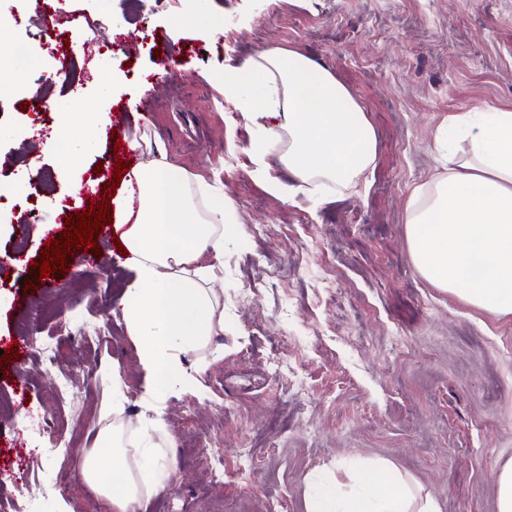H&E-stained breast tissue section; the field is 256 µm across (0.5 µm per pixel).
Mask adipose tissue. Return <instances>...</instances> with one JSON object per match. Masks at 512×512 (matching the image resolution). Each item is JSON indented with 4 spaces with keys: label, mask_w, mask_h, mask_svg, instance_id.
I'll list each match as a JSON object with an SVG mask.
<instances>
[{
    "label": "adipose tissue",
    "mask_w": 512,
    "mask_h": 512,
    "mask_svg": "<svg viewBox=\"0 0 512 512\" xmlns=\"http://www.w3.org/2000/svg\"><path fill=\"white\" fill-rule=\"evenodd\" d=\"M214 81L258 130L255 177L282 201L326 188H352L376 162V135L351 91L293 49L279 48L215 75ZM443 174L416 187L406 204L407 237L422 277L488 313L512 315V110L475 106L440 127ZM292 173L286 184L276 168ZM137 205L120 202L112 227L132 271L122 314L138 351L143 401L155 435L137 438L125 415L122 374L101 415L82 472L112 512H136L175 465L164 403L194 390L203 357L224 331V218L229 200L189 176L156 148L134 169ZM339 492L323 484L310 512H440L437 502L390 465L364 462Z\"/></svg>",
    "instance_id": "adipose-tissue-1"
}]
</instances>
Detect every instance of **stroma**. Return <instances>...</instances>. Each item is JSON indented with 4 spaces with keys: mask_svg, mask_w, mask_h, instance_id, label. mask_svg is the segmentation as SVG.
Here are the masks:
<instances>
[{
    "mask_svg": "<svg viewBox=\"0 0 512 512\" xmlns=\"http://www.w3.org/2000/svg\"><path fill=\"white\" fill-rule=\"evenodd\" d=\"M65 10L79 21L75 46L109 50L106 70L78 51L70 77L57 75L63 26L30 0H0V14L17 17L0 41L36 51L23 67L0 59V75L45 90L36 113L0 97V156L13 176L42 172L53 188L48 207L22 194L0 204V256L28 261L0 264V349L18 342L35 307L42 339L57 346L52 360L32 348L0 369V512H56L60 496L76 512H110L81 471L112 398L104 363L121 368L127 416L151 430L120 306L131 270L73 263L57 289L38 286L30 263L47 240L23 223L34 214L63 233L66 216L83 211L73 185L96 166L144 161L129 147L140 137L223 186L234 208L224 355L197 392L168 399L175 470L139 512H307L311 478L355 459L390 462L441 512H497L496 475L512 461V315L419 275L405 205L442 170L440 125L479 104L512 109V0H67ZM187 13L225 27L183 28ZM281 47L333 72L375 130L374 168L321 204L285 203L254 178L256 130L204 77ZM167 52L179 63L164 71ZM61 100L69 110H57ZM102 115L118 138L98 135ZM64 120L75 134L66 170L49 141ZM271 268L281 271L273 284ZM93 326L106 342L86 339ZM56 372L73 378L69 401L53 392ZM45 418L51 430L38 431Z\"/></svg>",
    "mask_w": 512,
    "mask_h": 512,
    "instance_id": "35a3bbf8",
    "label": "stroma"
}]
</instances>
